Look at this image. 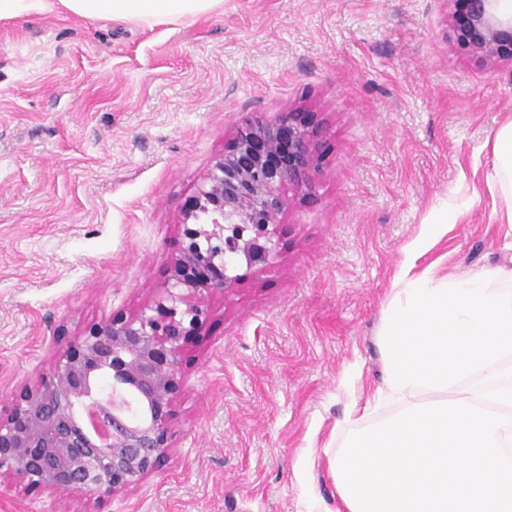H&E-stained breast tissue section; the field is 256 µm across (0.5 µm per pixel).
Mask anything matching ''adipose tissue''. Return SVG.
Wrapping results in <instances>:
<instances>
[{
    "label": "adipose tissue",
    "mask_w": 512,
    "mask_h": 512,
    "mask_svg": "<svg viewBox=\"0 0 512 512\" xmlns=\"http://www.w3.org/2000/svg\"><path fill=\"white\" fill-rule=\"evenodd\" d=\"M224 0H0V19L61 10L90 19H111L147 25L187 20L222 7ZM492 171L486 186L504 204L499 221L512 239V121L495 134Z\"/></svg>",
    "instance_id": "adipose-tissue-1"
}]
</instances>
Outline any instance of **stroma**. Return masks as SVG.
<instances>
[{
    "instance_id": "stroma-1",
    "label": "stroma",
    "mask_w": 512,
    "mask_h": 512,
    "mask_svg": "<svg viewBox=\"0 0 512 512\" xmlns=\"http://www.w3.org/2000/svg\"><path fill=\"white\" fill-rule=\"evenodd\" d=\"M457 0H224L144 25L0 20V412L93 323L155 301L180 209L243 117L313 110L315 189L265 267L238 262L182 367L171 450L87 498L0 482V512H312L326 452L381 385L378 331L408 258L512 265L486 188L512 63L450 39ZM451 230L433 221L440 206ZM429 248L413 257L415 244Z\"/></svg>"
}]
</instances>
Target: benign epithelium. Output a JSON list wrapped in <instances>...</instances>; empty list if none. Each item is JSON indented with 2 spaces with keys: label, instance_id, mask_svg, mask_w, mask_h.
<instances>
[{
  "label": "benign epithelium",
  "instance_id": "benign-epithelium-1",
  "mask_svg": "<svg viewBox=\"0 0 512 512\" xmlns=\"http://www.w3.org/2000/svg\"><path fill=\"white\" fill-rule=\"evenodd\" d=\"M463 0L456 41L482 60L512 62V12ZM315 113L247 118L200 178L180 215L184 241L161 296L131 317L85 328L49 375L13 393L0 415V478L92 496L137 485L169 452L181 353L205 320L197 296L226 292L234 265L266 264L286 190L312 191Z\"/></svg>",
  "mask_w": 512,
  "mask_h": 512
}]
</instances>
